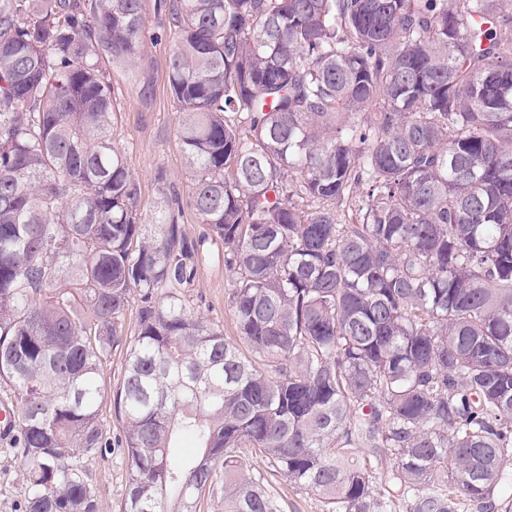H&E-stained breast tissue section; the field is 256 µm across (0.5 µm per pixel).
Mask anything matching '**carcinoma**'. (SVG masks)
<instances>
[{
	"label": "carcinoma",
	"mask_w": 512,
	"mask_h": 512,
	"mask_svg": "<svg viewBox=\"0 0 512 512\" xmlns=\"http://www.w3.org/2000/svg\"><path fill=\"white\" fill-rule=\"evenodd\" d=\"M162 7L237 337L190 304L178 194L143 221L113 137L99 58L137 66L142 0H0V403L22 512H97L78 462L111 451L100 380L134 299L120 512H281L270 477L322 512H512V7Z\"/></svg>",
	"instance_id": "cac0c4a2"
}]
</instances>
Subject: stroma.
Wrapping results in <instances>:
<instances>
[{
    "mask_svg": "<svg viewBox=\"0 0 512 512\" xmlns=\"http://www.w3.org/2000/svg\"><path fill=\"white\" fill-rule=\"evenodd\" d=\"M160 0H142L146 37L141 62L136 71L103 63L102 68L112 86L116 114L113 135L126 151V160L138 181V206L143 219H150L163 202L155 180L164 172L170 187L180 196L183 206L179 228L187 240L203 239L199 250L193 299L201 312L223 328L225 335L236 329L229 311L227 296L230 280L224 269V249L220 241L208 238L207 228L199 224L188 202L192 176L178 139L181 113L167 85V70L176 31L167 13L159 8ZM124 348L113 350L103 370V382L109 392L101 403L103 421L114 443L106 457L86 458L82 464L99 502V512H118L127 475V458L119 440L123 423L111 399L121 379ZM26 490L7 437H0V512H18Z\"/></svg>",
    "mask_w": 512,
    "mask_h": 512,
    "instance_id": "35a3bbf8",
    "label": "stroma"
}]
</instances>
